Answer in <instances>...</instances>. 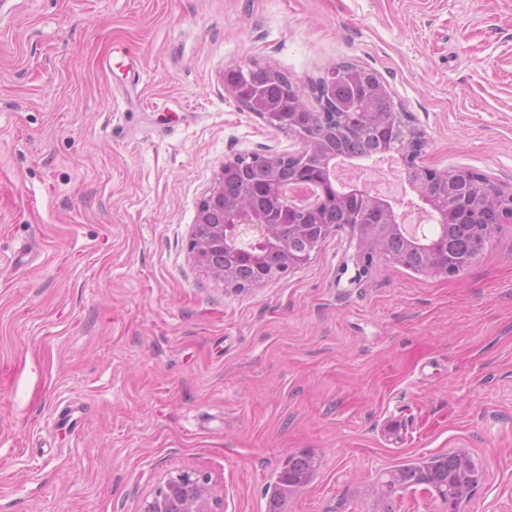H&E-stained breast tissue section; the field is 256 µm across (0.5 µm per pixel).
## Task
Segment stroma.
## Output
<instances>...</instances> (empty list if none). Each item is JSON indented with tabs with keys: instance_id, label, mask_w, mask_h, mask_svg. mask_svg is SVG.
<instances>
[{
	"instance_id": "1",
	"label": "stroma",
	"mask_w": 512,
	"mask_h": 512,
	"mask_svg": "<svg viewBox=\"0 0 512 512\" xmlns=\"http://www.w3.org/2000/svg\"><path fill=\"white\" fill-rule=\"evenodd\" d=\"M121 52L137 72L106 71ZM372 69L421 163L512 186V0H0V512H139L181 471L266 512H365L399 459L467 449L512 512V223L458 273L348 235L244 291L189 238L224 161L294 151L226 69ZM225 90L230 93L248 112H252L266 122L271 104L267 97L258 89L249 101L239 99L235 86L227 81L224 82ZM318 467L312 454L289 455L276 480L270 485L271 494L266 511L286 512L288 499L303 491L315 479ZM283 488L288 490V496L283 493Z\"/></svg>"
}]
</instances>
